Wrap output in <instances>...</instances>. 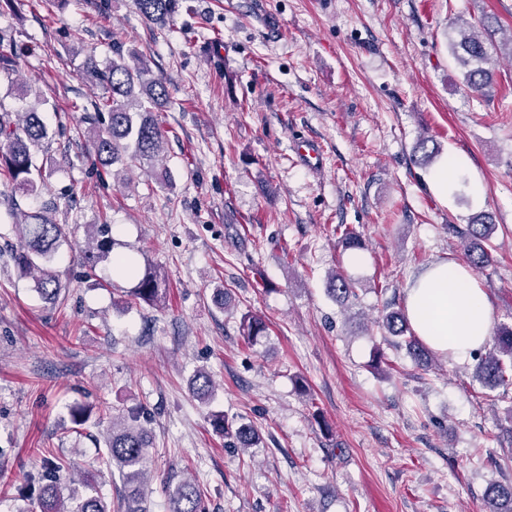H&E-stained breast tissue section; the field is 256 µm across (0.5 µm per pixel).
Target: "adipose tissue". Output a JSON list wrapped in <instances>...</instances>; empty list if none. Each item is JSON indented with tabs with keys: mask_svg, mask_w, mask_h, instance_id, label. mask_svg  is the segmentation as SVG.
I'll use <instances>...</instances> for the list:
<instances>
[{
	"mask_svg": "<svg viewBox=\"0 0 512 512\" xmlns=\"http://www.w3.org/2000/svg\"><path fill=\"white\" fill-rule=\"evenodd\" d=\"M406 313L414 331L433 349L460 359L482 346L491 306L459 263H437L407 290Z\"/></svg>",
	"mask_w": 512,
	"mask_h": 512,
	"instance_id": "obj_1",
	"label": "adipose tissue"
}]
</instances>
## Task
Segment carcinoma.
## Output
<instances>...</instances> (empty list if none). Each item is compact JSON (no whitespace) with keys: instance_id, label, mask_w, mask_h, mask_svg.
Listing matches in <instances>:
<instances>
[{"instance_id":"obj_1","label":"carcinoma","mask_w":512,"mask_h":512,"mask_svg":"<svg viewBox=\"0 0 512 512\" xmlns=\"http://www.w3.org/2000/svg\"><path fill=\"white\" fill-rule=\"evenodd\" d=\"M139 12L155 24L168 23L176 9V0H135ZM459 39L452 42L454 54L465 68L464 82L473 92L485 93L492 86L493 57L492 30L476 32L466 26L458 28ZM116 58L103 67H92L90 77L98 84L103 95L93 104L94 112L84 114L85 121L102 122L106 127H89V158L104 167L115 164L139 166L156 171V179L163 184L167 171L159 168L165 150V137L156 118L155 110L168 102L169 92L157 78H148V69L134 59L129 61L120 49L113 50ZM47 124L38 108L29 106L21 113L0 112V166L12 182L14 190L30 196L37 190L35 174L40 172L34 148L48 137ZM11 215L19 231L20 247L12 253L19 271L36 272L35 290L47 302L56 303L62 285L53 265L61 241L66 238V225L53 217L48 205L38 210L25 211L18 201H12ZM496 225L488 216L478 215L470 224L458 230L464 243V257L471 268L481 269L492 262L488 249ZM91 244L81 251L80 261L93 268L111 253L113 241L110 226L100 224L90 236ZM120 276L136 280L133 296L149 304L165 301L166 276L158 268H141L127 258L116 262ZM328 293L345 304L356 296L355 283L341 272L331 274ZM379 326L397 338L396 345L405 347L407 354L419 365L432 362L434 352L412 329L406 308L399 306L385 312ZM267 323L260 316L247 313L240 321V333L248 346L257 345L267 336ZM474 377L482 386L494 390L512 389V328L501 326L495 334L492 348L475 354ZM193 394L202 401L214 394V383L209 374L197 371L192 381ZM143 413L130 410L112 418V426L104 436L103 457L108 466L117 469L124 478L135 484L123 499V512H146V494L141 484L148 473L149 441L141 424ZM214 430L224 438H235L239 447L253 445L254 431L248 424L233 426L222 412L211 415ZM51 472L37 480L40 491L41 512H111L99 496L89 494L78 498L76 505L68 507L61 498L57 474L68 469L69 463L59 457L50 461ZM486 497L491 504L489 512H512V482H496L489 486ZM203 497L199 487L182 481L169 501V512H203Z\"/></svg>"}]
</instances>
